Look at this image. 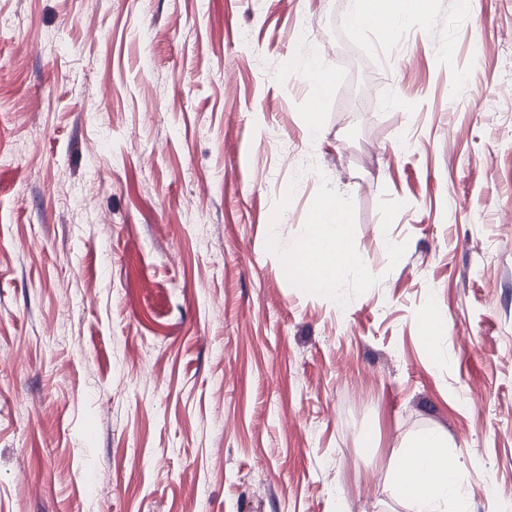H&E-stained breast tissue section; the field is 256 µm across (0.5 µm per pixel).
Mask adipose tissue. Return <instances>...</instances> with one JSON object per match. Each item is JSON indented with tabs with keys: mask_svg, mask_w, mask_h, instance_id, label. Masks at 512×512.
<instances>
[{
	"mask_svg": "<svg viewBox=\"0 0 512 512\" xmlns=\"http://www.w3.org/2000/svg\"><path fill=\"white\" fill-rule=\"evenodd\" d=\"M420 5V0H355L349 22L383 21L384 33L390 37ZM309 254L316 264L307 270L303 262ZM279 260L294 287L336 295L345 272L359 266L343 207L332 198L322 201L307 235L281 253ZM393 484L397 492L409 498L412 512H446L449 501L460 498L457 471L448 464L447 437L430 432L406 441Z\"/></svg>",
	"mask_w": 512,
	"mask_h": 512,
	"instance_id": "ef3b65f1",
	"label": "adipose tissue"
}]
</instances>
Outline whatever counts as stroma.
I'll return each mask as SVG.
<instances>
[{
	"instance_id": "35a3bbf8",
	"label": "stroma",
	"mask_w": 512,
	"mask_h": 512,
	"mask_svg": "<svg viewBox=\"0 0 512 512\" xmlns=\"http://www.w3.org/2000/svg\"><path fill=\"white\" fill-rule=\"evenodd\" d=\"M352 6L0 0V512H410L429 431L512 512V0ZM329 196L337 302L278 263ZM349 24L382 20L386 39H390L404 19L421 10L420 0H354Z\"/></svg>"
}]
</instances>
